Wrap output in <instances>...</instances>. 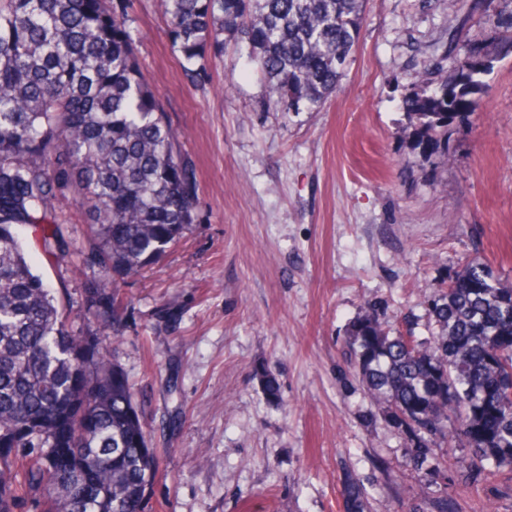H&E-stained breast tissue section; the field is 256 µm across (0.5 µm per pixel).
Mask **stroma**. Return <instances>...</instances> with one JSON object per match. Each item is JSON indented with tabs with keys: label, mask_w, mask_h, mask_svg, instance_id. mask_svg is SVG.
<instances>
[{
	"label": "stroma",
	"mask_w": 512,
	"mask_h": 512,
	"mask_svg": "<svg viewBox=\"0 0 512 512\" xmlns=\"http://www.w3.org/2000/svg\"><path fill=\"white\" fill-rule=\"evenodd\" d=\"M142 70L196 168L198 220L116 288L124 328L110 346L129 378L160 475L152 512H344L347 476L372 512L447 485L461 512H512V467L467 478L405 466L401 436L351 375L343 340L372 301L435 324L424 303L462 258L480 255L512 284V56L491 57L447 154L413 143L403 99L448 42V0H366L360 40L316 111L264 109V79L228 38L211 81L190 86L160 0H127ZM68 251L28 259L73 317L99 245L60 202ZM270 375L278 392L262 381Z\"/></svg>",
	"instance_id": "stroma-1"
}]
</instances>
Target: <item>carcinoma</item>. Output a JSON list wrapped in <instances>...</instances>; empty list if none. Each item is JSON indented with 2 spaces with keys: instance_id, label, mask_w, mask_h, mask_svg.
Segmentation results:
<instances>
[{
  "instance_id": "obj_1",
  "label": "carcinoma",
  "mask_w": 512,
  "mask_h": 512,
  "mask_svg": "<svg viewBox=\"0 0 512 512\" xmlns=\"http://www.w3.org/2000/svg\"><path fill=\"white\" fill-rule=\"evenodd\" d=\"M187 79L204 86L226 36L245 40L275 112H312L336 92L365 0H160ZM123 0H0V512H146L156 456L124 373L107 356L119 333L115 294L96 281L133 278L195 223L196 177L138 60ZM420 73L405 104L433 144L481 88V49L457 39ZM512 55V15L484 13ZM453 59L457 81L440 78ZM84 211L101 246L80 312L97 331H69L59 301L29 264L16 227L47 255L68 248L55 203ZM439 330L388 331L367 305L345 335L350 372L402 436L406 465L439 473L441 444L470 453L468 478L512 467V285L466 259L427 298ZM344 512H369L345 479ZM406 512H458L446 493Z\"/></svg>"
}]
</instances>
